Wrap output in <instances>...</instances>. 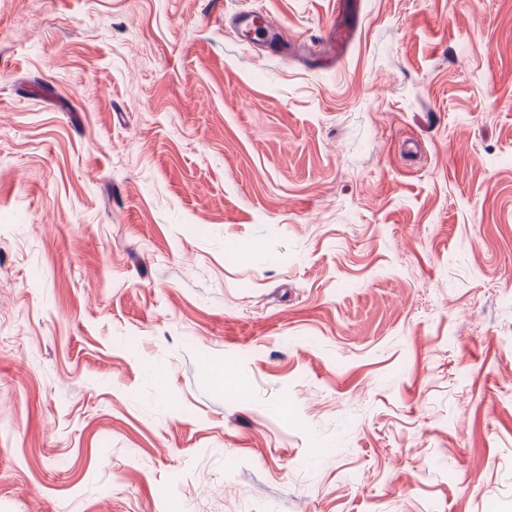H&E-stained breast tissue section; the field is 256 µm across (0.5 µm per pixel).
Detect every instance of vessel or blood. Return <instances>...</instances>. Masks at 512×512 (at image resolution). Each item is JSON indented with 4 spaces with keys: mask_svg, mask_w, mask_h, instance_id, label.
<instances>
[{
    "mask_svg": "<svg viewBox=\"0 0 512 512\" xmlns=\"http://www.w3.org/2000/svg\"><path fill=\"white\" fill-rule=\"evenodd\" d=\"M363 9V0H336L335 15L327 29L325 46L317 43L297 45V52L310 59L313 68L329 70L350 50L357 33L358 21ZM228 25L236 37L244 43L260 42L271 54L288 53V44L281 32L264 12L244 9L228 19Z\"/></svg>",
    "mask_w": 512,
    "mask_h": 512,
    "instance_id": "obj_1",
    "label": "vessel or blood"
}]
</instances>
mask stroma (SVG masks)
I'll return each instance as SVG.
<instances>
[{
	"mask_svg": "<svg viewBox=\"0 0 512 512\" xmlns=\"http://www.w3.org/2000/svg\"><path fill=\"white\" fill-rule=\"evenodd\" d=\"M223 2L0 0V512H512V0ZM335 15L325 35L326 51L318 43L310 42L288 46L280 29L262 11L244 9L228 19V25L236 37L244 43L261 42L273 55L300 52L311 60L317 70H330L350 50L357 33L358 21L363 9V0H336Z\"/></svg>",
	"mask_w": 512,
	"mask_h": 512,
	"instance_id": "obj_1",
	"label": "stroma"
}]
</instances>
